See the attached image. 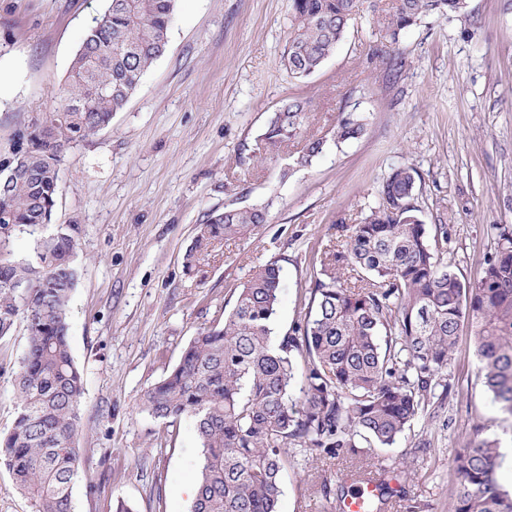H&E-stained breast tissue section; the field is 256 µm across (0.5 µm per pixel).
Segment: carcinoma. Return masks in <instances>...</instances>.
Instances as JSON below:
<instances>
[{
    "label": "carcinoma",
    "mask_w": 512,
    "mask_h": 512,
    "mask_svg": "<svg viewBox=\"0 0 512 512\" xmlns=\"http://www.w3.org/2000/svg\"><path fill=\"white\" fill-rule=\"evenodd\" d=\"M377 16L374 53L401 64L394 48L425 16H463L468 0H292L286 66L302 82L343 40L361 2ZM176 0H107L67 71L44 134L18 129L0 153V176L26 150L23 172L0 186V339L26 324L27 349L15 373L19 405L0 437V468L11 474L30 512H73L85 393L69 343V301L78 279V227L37 241L31 260L7 250L18 227L51 221L60 166L72 145L108 127L165 52ZM308 101L291 95L269 117L253 156L291 143L282 177L312 164L326 138L303 135ZM365 132L350 112L337 121L341 144ZM419 174L392 169L350 234L320 253L303 324L273 339L282 267L260 265L239 289L220 327L198 330L179 363L142 398L169 424L194 420L202 457L193 512H277L288 463L312 454L358 460L366 448H391L435 399L463 327L473 331L478 373L498 412L512 418V228L497 224L498 251L479 277L463 281L442 262L415 205ZM270 203L226 208L197 228L186 267L216 242L267 221ZM498 441L478 432L453 459L452 512H512V493L496 473Z\"/></svg>",
    "instance_id": "obj_1"
}]
</instances>
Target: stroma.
<instances>
[{"label": "stroma", "mask_w": 512, "mask_h": 512, "mask_svg": "<svg viewBox=\"0 0 512 512\" xmlns=\"http://www.w3.org/2000/svg\"><path fill=\"white\" fill-rule=\"evenodd\" d=\"M106 0H0V151L33 114L52 111L71 60ZM291 0H176L168 46L111 125L73 145L59 172L49 224L18 228L14 259L61 226L79 227L78 283L69 342L85 395L78 438L88 458L74 512H192L201 448L192 419H155L142 397L203 327L220 326L254 267L278 261L277 336L293 333L319 272L321 249L340 223L356 224L379 202L392 168L414 167L424 224H444L443 261L475 279L498 249L496 225H512V0H468L465 17L425 18L396 47L390 70L373 59L377 27L360 18L320 71L297 82L286 69ZM310 101V133L326 137L311 165L281 178L288 153L258 163L252 151L286 97ZM365 118L364 135L338 145L341 114ZM270 200L268 221L215 243L186 268L196 228L225 208ZM27 345L24 322L0 339V436L17 412L14 385ZM463 330L444 378L453 390L435 417L421 416L369 460L398 479L393 512H448L455 449L476 430L512 448L475 375ZM426 443L427 454L416 453ZM407 464L410 478L400 477ZM346 463L309 458L282 474L279 512H332L303 479L336 481Z\"/></svg>", "instance_id": "35a3bbf8"}]
</instances>
